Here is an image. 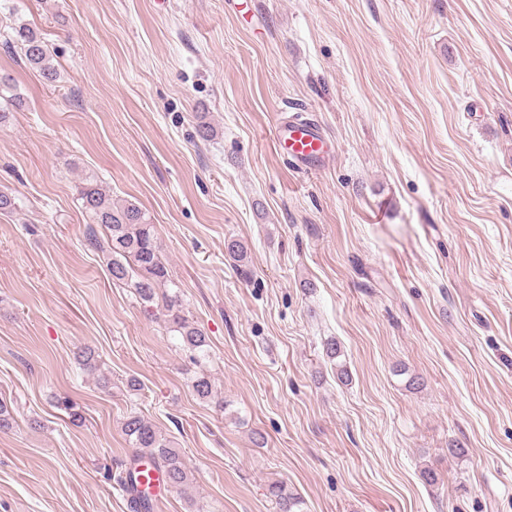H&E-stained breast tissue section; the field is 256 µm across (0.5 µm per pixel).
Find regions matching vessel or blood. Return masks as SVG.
Masks as SVG:
<instances>
[{
	"label": "vessel or blood",
	"mask_w": 512,
	"mask_h": 512,
	"mask_svg": "<svg viewBox=\"0 0 512 512\" xmlns=\"http://www.w3.org/2000/svg\"><path fill=\"white\" fill-rule=\"evenodd\" d=\"M274 136L279 151L297 165L299 172H317L331 157L328 137L311 120H288L276 127Z\"/></svg>",
	"instance_id": "obj_1"
}]
</instances>
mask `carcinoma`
Returning <instances> with one entry per match:
<instances>
[{"label": "carcinoma", "mask_w": 512, "mask_h": 512, "mask_svg": "<svg viewBox=\"0 0 512 512\" xmlns=\"http://www.w3.org/2000/svg\"><path fill=\"white\" fill-rule=\"evenodd\" d=\"M7 44L19 47L26 64L38 70L45 81H57L59 74L50 60L49 46L32 28L25 24L18 26L8 37ZM79 200L90 223L104 230L112 281L134 288L144 303H152L157 296H162L169 329L179 336L181 350L189 353L192 359L198 358L207 346L206 336L183 312L179 293L164 291L170 283L169 266L147 214L132 203L112 199V195L91 175L81 181ZM191 388L201 401L209 402L216 397L215 385L205 373L193 379ZM122 432L136 449L130 468L125 475L117 477V484L128 495L130 512H152L151 500L136 481L138 465L143 458L151 461L168 485L187 493L190 476L182 455L151 421L130 412L123 419ZM268 492L275 500L278 512H296L300 505L299 497L282 483L269 485Z\"/></svg>", "instance_id": "1"}]
</instances>
